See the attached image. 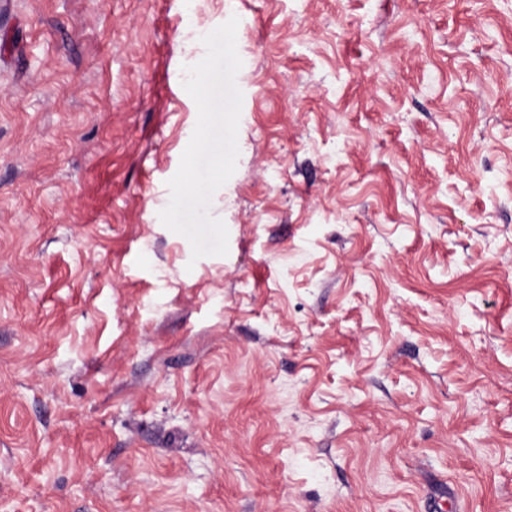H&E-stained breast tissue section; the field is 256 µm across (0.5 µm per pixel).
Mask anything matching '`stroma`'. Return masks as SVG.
Masks as SVG:
<instances>
[{
    "instance_id": "35a3bbf8",
    "label": "stroma",
    "mask_w": 512,
    "mask_h": 512,
    "mask_svg": "<svg viewBox=\"0 0 512 512\" xmlns=\"http://www.w3.org/2000/svg\"><path fill=\"white\" fill-rule=\"evenodd\" d=\"M0 512H512V0H0Z\"/></svg>"
}]
</instances>
